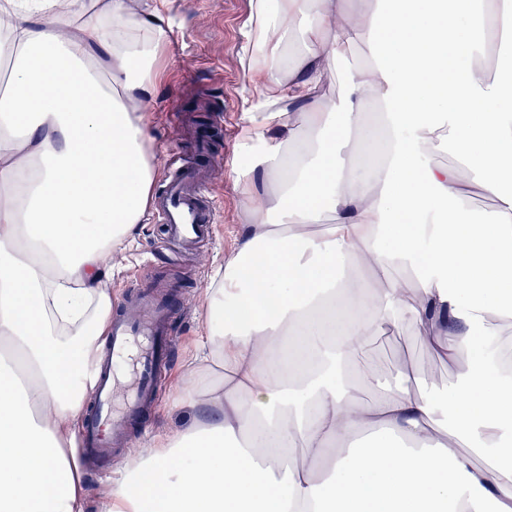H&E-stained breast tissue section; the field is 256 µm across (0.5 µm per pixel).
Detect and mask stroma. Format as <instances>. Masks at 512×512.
I'll return each mask as SVG.
<instances>
[{
  "mask_svg": "<svg viewBox=\"0 0 512 512\" xmlns=\"http://www.w3.org/2000/svg\"><path fill=\"white\" fill-rule=\"evenodd\" d=\"M171 20L169 42L161 59L146 122L155 153L154 192H162L174 176L169 154L183 163L196 156L199 113L210 115L218 137L212 157L207 200L217 205L218 222L197 258L163 253V227L148 219L135 230L136 243L119 267L112 271L109 288L113 299L124 290L143 284L160 285L173 298L177 332L175 357L162 370L157 383L156 411L127 429L131 448L149 444L160 433L185 425L190 411L183 404L182 388L196 353L202 328L201 303L214 269L237 245L236 227L247 220V210L235 187L236 156L240 143V117L252 88L243 63L252 50L253 0H167ZM383 367L394 369L411 361L430 382L444 385L454 369L427 351L414 330L401 329L385 348L379 349Z\"/></svg>",
  "mask_w": 512,
  "mask_h": 512,
  "instance_id": "stroma-1",
  "label": "stroma"
}]
</instances>
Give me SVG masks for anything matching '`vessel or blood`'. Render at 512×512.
Segmentation results:
<instances>
[{
	"instance_id": "vessel-or-blood-1",
	"label": "vessel or blood",
	"mask_w": 512,
	"mask_h": 512,
	"mask_svg": "<svg viewBox=\"0 0 512 512\" xmlns=\"http://www.w3.org/2000/svg\"><path fill=\"white\" fill-rule=\"evenodd\" d=\"M159 217L167 226L170 242L183 250L193 249L207 237L216 221L215 209L201 200L194 172H183L157 201ZM125 301L137 309L139 318L116 317L98 368L95 406L85 419L79 447L111 457L132 418L153 399V374L168 361L169 310L153 297L126 293Z\"/></svg>"
}]
</instances>
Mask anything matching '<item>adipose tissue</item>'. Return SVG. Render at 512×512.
Instances as JSON below:
<instances>
[{"label": "adipose tissue", "instance_id": "obj_1", "mask_svg": "<svg viewBox=\"0 0 512 512\" xmlns=\"http://www.w3.org/2000/svg\"><path fill=\"white\" fill-rule=\"evenodd\" d=\"M254 11L249 220L205 290L193 414L100 512H512V52L480 69L512 45V0ZM169 29L129 0H0V512H87L73 442L109 266L154 206L145 114ZM359 46L367 64L326 95ZM444 145L454 163H429ZM477 194L496 209L473 213ZM405 327L466 357L447 385L365 359Z\"/></svg>", "mask_w": 512, "mask_h": 512}]
</instances>
